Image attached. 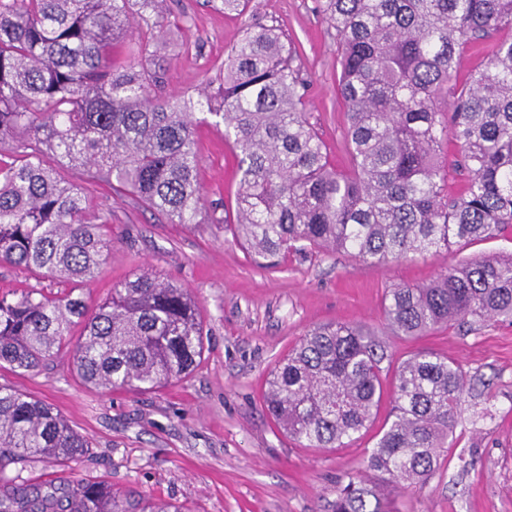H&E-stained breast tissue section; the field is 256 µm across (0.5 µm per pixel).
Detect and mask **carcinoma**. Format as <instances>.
Returning a JSON list of instances; mask_svg holds the SVG:
<instances>
[{"instance_id": "1", "label": "carcinoma", "mask_w": 512, "mask_h": 512, "mask_svg": "<svg viewBox=\"0 0 512 512\" xmlns=\"http://www.w3.org/2000/svg\"><path fill=\"white\" fill-rule=\"evenodd\" d=\"M336 29L350 167L339 170L304 112L296 49L272 26L248 25L224 81L164 96L153 47L163 0H0V262L81 285L111 246L108 221L47 166L53 157L116 182L171 224L209 209L195 134L210 125L240 174L236 219L222 224L262 267L288 252L353 254L385 263L512 233V0H322ZM503 33L483 66L439 108L461 49ZM452 151L447 163L441 154ZM466 173L448 198L449 176ZM394 336L512 323V253L461 261L427 285L384 297ZM84 325L73 356L95 388L150 390L191 371L203 325L188 290L143 270L88 313L81 294L25 288L0 297V368L29 372ZM388 347L362 325H318L270 374L265 407L304 448H336L367 428L382 397ZM465 392L455 362L418 352L395 369L393 419L367 467L419 485L448 449ZM87 439L53 407L0 385V512H131L112 487L77 480L63 496L21 471L67 463ZM333 512H385L349 477Z\"/></svg>"}]
</instances>
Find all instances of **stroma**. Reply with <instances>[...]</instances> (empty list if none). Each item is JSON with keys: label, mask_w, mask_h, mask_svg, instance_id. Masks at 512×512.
<instances>
[{"label": "stroma", "mask_w": 512, "mask_h": 512, "mask_svg": "<svg viewBox=\"0 0 512 512\" xmlns=\"http://www.w3.org/2000/svg\"><path fill=\"white\" fill-rule=\"evenodd\" d=\"M168 20L158 54L164 94L219 84L224 58L245 21L279 29L297 50L309 83L305 111L330 162L347 168L346 105L338 92L336 31L317 0H250L245 16L218 0H164ZM198 183L217 215H234L239 180L235 155L215 129L196 134ZM57 176L81 185L87 218L108 217L112 249L81 295L88 310L140 270L187 288L205 325L201 363L181 379L150 392H103L72 373L81 326L37 370L0 369V385L50 404L90 443L63 467L32 464L23 476L60 486L104 480L114 490L184 512H332L336 490L362 476L396 512H512V324L490 322L473 332L439 328L428 335H392L383 300L400 284L425 285L448 266L476 255L512 252L503 236L402 262L367 264L348 254L287 255L261 268L220 224H170L133 196L103 181L87 182L78 168ZM61 293L45 274L0 263V295L24 288ZM336 320L381 335L394 362L433 351L454 359L466 377L461 419L435 473L408 491L393 489L366 458L392 408L394 373H382L384 397L374 423L339 448H302L264 411L266 381L275 364L311 327Z\"/></svg>", "instance_id": "1"}]
</instances>
